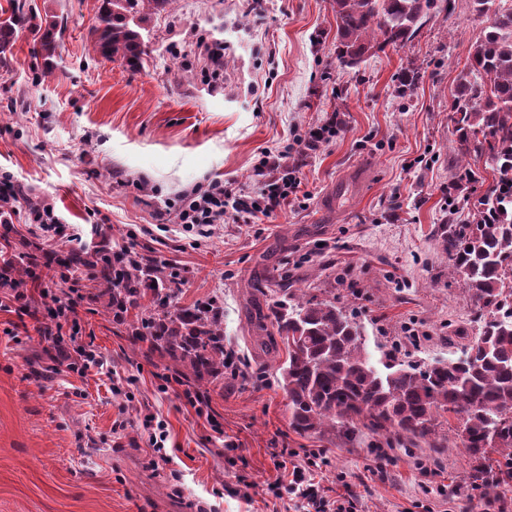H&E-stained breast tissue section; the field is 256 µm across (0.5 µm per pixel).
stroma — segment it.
<instances>
[{
	"label": "stroma",
	"instance_id": "35a3bbf8",
	"mask_svg": "<svg viewBox=\"0 0 512 512\" xmlns=\"http://www.w3.org/2000/svg\"><path fill=\"white\" fill-rule=\"evenodd\" d=\"M34 20L62 24L53 66L20 32L0 65V173L53 203L66 238L131 243L181 274L178 303L224 304V346L242 377L208 385L197 415L170 362L133 344L103 303L80 301L79 343L110 372L79 377L41 339L0 309V512H301L270 486L319 453L316 473L354 512H500L512 482L473 487L474 463L449 417L441 461L429 449H388L367 436L346 445L300 434L288 422L278 366L249 324L251 285L294 268L353 313L370 350L410 360L460 356L478 326L460 279L435 241L448 189L463 177L448 110L455 79L485 22L470 0L436 13L402 48L342 70L331 0H176L148 21L137 71L93 51L97 0H30ZM224 39V74L204 78L202 39ZM414 70L399 93L401 71ZM337 115L341 130L302 166L296 198L255 224L186 231L179 195L220 179L252 185L264 149ZM369 177L338 205L327 198L352 169ZM168 431V460L149 464L146 414ZM123 419L126 428L113 432ZM251 483L242 498L243 483Z\"/></svg>",
	"mask_w": 512,
	"mask_h": 512
}]
</instances>
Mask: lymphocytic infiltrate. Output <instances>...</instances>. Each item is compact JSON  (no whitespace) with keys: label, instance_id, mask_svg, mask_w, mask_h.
Listing matches in <instances>:
<instances>
[{"label":"lymphocytic infiltrate","instance_id":"obj_1","mask_svg":"<svg viewBox=\"0 0 512 512\" xmlns=\"http://www.w3.org/2000/svg\"><path fill=\"white\" fill-rule=\"evenodd\" d=\"M339 128L337 118L332 116L299 136L295 145L263 152L255 167L254 188L213 181L184 193L177 207L179 222L202 230L229 218L248 224L257 215H271L296 194L299 187L296 173L309 153L336 136ZM50 310L51 320L47 323L42 322L39 311L26 307L22 313L37 322L41 338L68 360L71 371L82 377L94 370L103 371L106 362L102 356L92 346L75 341L79 325L76 304L70 298L55 296L51 299ZM274 494L279 499L286 496L302 499L307 512H351L353 508L347 498L330 497L315 481L310 469L301 466L293 467L288 483L276 484Z\"/></svg>","mask_w":512,"mask_h":512}]
</instances>
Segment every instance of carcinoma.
Returning <instances> with one entry per match:
<instances>
[{"label":"carcinoma","instance_id":"cac0c4a2","mask_svg":"<svg viewBox=\"0 0 512 512\" xmlns=\"http://www.w3.org/2000/svg\"><path fill=\"white\" fill-rule=\"evenodd\" d=\"M175 0H99L92 29L93 49L132 69L146 55L144 24L172 8ZM488 25L472 45L458 75L450 120L463 159L484 160L495 178L481 196L471 193L448 210L437 243L459 276L481 322L463 356L427 364L404 360L397 351L376 358L367 349L363 326L336 300L308 299L276 267L275 297L255 309L258 342L270 354L278 344L288 358L280 367L291 427L298 433L330 428L346 442L364 434L395 436L404 448L425 444L438 455L448 436L439 418L452 413L476 462L472 478L498 474L512 479V0H472ZM339 66L355 69L388 46L411 42L438 12V0H332ZM0 17V61L11 52L18 28L31 19L28 0H9ZM39 51L56 56L58 22L34 27ZM31 201L21 188L0 193V291L12 295L36 288L42 274L63 282L85 273L94 286L89 300L109 297L116 323L135 342L168 357L185 380L200 388L224 379V307L215 299L179 307L182 280L165 262L130 244H61L32 253L16 240L17 201ZM472 207L473 223H457Z\"/></svg>","mask_w":512,"mask_h":512}]
</instances>
